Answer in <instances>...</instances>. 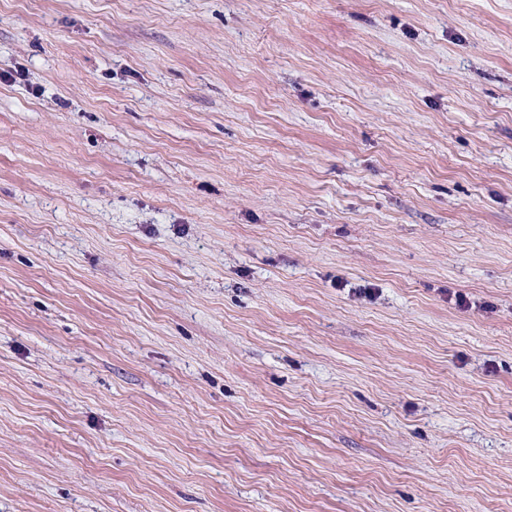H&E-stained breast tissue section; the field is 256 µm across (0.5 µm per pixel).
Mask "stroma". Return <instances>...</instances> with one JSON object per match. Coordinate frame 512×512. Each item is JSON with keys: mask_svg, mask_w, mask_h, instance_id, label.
<instances>
[{"mask_svg": "<svg viewBox=\"0 0 512 512\" xmlns=\"http://www.w3.org/2000/svg\"><path fill=\"white\" fill-rule=\"evenodd\" d=\"M0 512H512V0H0Z\"/></svg>", "mask_w": 512, "mask_h": 512, "instance_id": "1", "label": "stroma"}]
</instances>
